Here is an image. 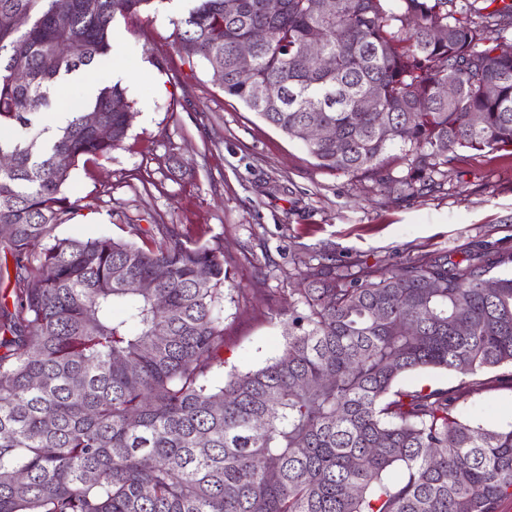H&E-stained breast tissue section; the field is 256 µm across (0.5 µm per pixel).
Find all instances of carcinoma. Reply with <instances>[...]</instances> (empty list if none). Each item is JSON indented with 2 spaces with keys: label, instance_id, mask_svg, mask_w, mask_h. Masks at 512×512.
Wrapping results in <instances>:
<instances>
[{
  "label": "carcinoma",
  "instance_id": "carcinoma-1",
  "mask_svg": "<svg viewBox=\"0 0 512 512\" xmlns=\"http://www.w3.org/2000/svg\"><path fill=\"white\" fill-rule=\"evenodd\" d=\"M314 2L269 15L264 0H195L182 44L317 167L382 190L415 195L464 152L512 147V0H336L332 14ZM151 3L0 0V282L13 283L0 295V512H501L512 425L459 416L453 390L397 384L512 365V274L495 272L512 255L438 251L354 271L303 251L309 281L280 354L215 384L223 243L159 223L154 248L56 234L77 211L71 169L120 148L134 113L118 108L131 107L124 88L102 83L48 141L32 117L60 78L109 56L116 17ZM243 38L256 46L247 73ZM314 42L334 67L318 66ZM446 82L455 97L442 98ZM317 124L335 137L303 136ZM143 281L153 292L133 287Z\"/></svg>",
  "mask_w": 512,
  "mask_h": 512
}]
</instances>
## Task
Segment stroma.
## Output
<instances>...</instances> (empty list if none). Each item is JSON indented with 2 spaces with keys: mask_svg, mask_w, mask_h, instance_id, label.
<instances>
[{
  "mask_svg": "<svg viewBox=\"0 0 512 512\" xmlns=\"http://www.w3.org/2000/svg\"><path fill=\"white\" fill-rule=\"evenodd\" d=\"M190 0H153L139 19L116 18L109 63L71 77L50 119L83 98L87 82L129 73L135 114L121 148L72 170L67 194L77 215L58 235H104L155 246L157 224L193 243L223 242L235 291L224 298V367L250 369L275 356L288 319V293L303 277L294 257L327 249L337 264L387 268L447 250L453 259L490 249L512 255V150L472 153L447 167L440 190L412 197L315 166L288 138L224 93L211 69L178 45ZM480 383L426 371L403 388H454L458 413L496 427L512 424V366Z\"/></svg>",
  "mask_w": 512,
  "mask_h": 512,
  "instance_id": "obj_1",
  "label": "stroma"
}]
</instances>
